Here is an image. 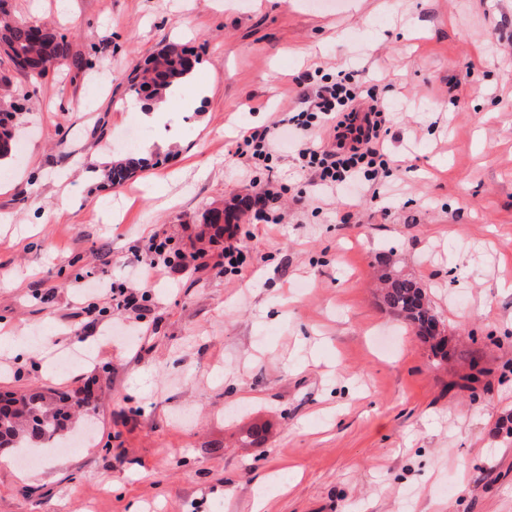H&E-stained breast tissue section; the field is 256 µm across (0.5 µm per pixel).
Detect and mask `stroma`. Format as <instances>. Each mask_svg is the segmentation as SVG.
Wrapping results in <instances>:
<instances>
[{"label": "stroma", "instance_id": "stroma-1", "mask_svg": "<svg viewBox=\"0 0 512 512\" xmlns=\"http://www.w3.org/2000/svg\"><path fill=\"white\" fill-rule=\"evenodd\" d=\"M80 67L37 80L0 54L24 118L0 174V393H92L67 445L0 455V512H512V0H6ZM209 93L143 124L127 77L166 45ZM352 71L383 98L399 165L376 196L298 203L235 154L295 105L296 77ZM141 137L127 140L131 128ZM159 165L103 179L132 151ZM238 214L239 269L203 216ZM188 259L153 282V239ZM427 289L448 362L379 300ZM134 289L110 311L86 275ZM95 304L98 314L77 315ZM279 196L270 190H263V194L258 197L256 203L250 204L249 208L253 212L255 224H277L279 217L271 216L273 206L267 205V200L275 201Z\"/></svg>", "mask_w": 512, "mask_h": 512}]
</instances>
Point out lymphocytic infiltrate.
Segmentation results:
<instances>
[{
    "instance_id": "f902f5d3",
    "label": "lymphocytic infiltrate",
    "mask_w": 512,
    "mask_h": 512,
    "mask_svg": "<svg viewBox=\"0 0 512 512\" xmlns=\"http://www.w3.org/2000/svg\"><path fill=\"white\" fill-rule=\"evenodd\" d=\"M298 105L238 142L239 157L269 164L283 138H291L299 167L310 172L315 198L361 192L369 177L387 170L383 141L386 107L341 71L314 85L298 77Z\"/></svg>"
}]
</instances>
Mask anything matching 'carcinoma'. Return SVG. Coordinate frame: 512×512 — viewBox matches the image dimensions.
I'll list each match as a JSON object with an SVG mask.
<instances>
[{
    "instance_id": "cac0c4a2",
    "label": "carcinoma",
    "mask_w": 512,
    "mask_h": 512,
    "mask_svg": "<svg viewBox=\"0 0 512 512\" xmlns=\"http://www.w3.org/2000/svg\"><path fill=\"white\" fill-rule=\"evenodd\" d=\"M0 46L19 71L40 78L48 65H78L71 53V45L45 26L23 19L0 15ZM185 49L169 48L157 52L145 67L135 69L128 77L130 87L147 92L152 103L165 99L168 91L185 81L199 60L189 62ZM18 129L17 113L8 106H0V161L8 159L14 149ZM139 165L132 158L119 161L105 172L108 180L120 183ZM384 305L398 318L413 328L422 342L429 345L433 361L440 365L448 359L447 338L427 335L437 316L427 301L423 287L411 277L397 271L387 277L381 294ZM21 407L12 416L0 419V448H38L64 437L70 413L62 401L44 392H30L18 396Z\"/></svg>"
}]
</instances>
